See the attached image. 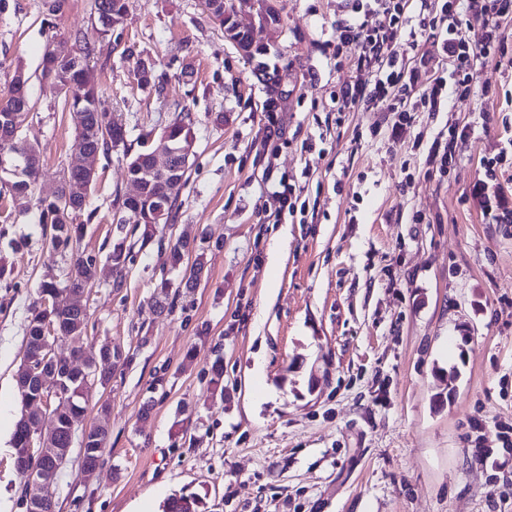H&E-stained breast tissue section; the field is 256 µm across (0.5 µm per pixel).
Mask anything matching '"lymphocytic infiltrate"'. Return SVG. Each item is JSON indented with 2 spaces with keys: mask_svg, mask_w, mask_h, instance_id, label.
<instances>
[{
  "mask_svg": "<svg viewBox=\"0 0 512 512\" xmlns=\"http://www.w3.org/2000/svg\"><path fill=\"white\" fill-rule=\"evenodd\" d=\"M349 7L336 22L337 48L357 51L355 77L330 96L334 108L349 112L378 101L391 102V136L402 139L417 109L444 112L453 96L470 94L479 64L507 63L501 48V23L512 19V0H419L416 13H408L404 0H347ZM382 16L372 27L368 18ZM478 20L482 33L470 42L463 25ZM431 40L448 70L435 75L432 54L420 51V39ZM407 52H399L398 42Z\"/></svg>",
  "mask_w": 512,
  "mask_h": 512,
  "instance_id": "lymphocytic-infiltrate-1",
  "label": "lymphocytic infiltrate"
}]
</instances>
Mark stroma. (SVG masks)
Wrapping results in <instances>:
<instances>
[{"instance_id": "stroma-1", "label": "stroma", "mask_w": 512, "mask_h": 512, "mask_svg": "<svg viewBox=\"0 0 512 512\" xmlns=\"http://www.w3.org/2000/svg\"><path fill=\"white\" fill-rule=\"evenodd\" d=\"M270 3L268 19L258 0L238 4L259 50L248 56L202 0H129V61L95 28L94 0L54 14L45 0H0V98L24 70L33 108L22 135L42 165L26 207L0 183V512H23L11 438L27 319L42 281L62 279L76 253L99 260L78 343H111L130 363L88 395L87 422L101 402L111 408L110 452L88 480L71 458L51 489L56 512H163L181 491L204 512H512V472L472 453L498 447V423H512V170L490 179L484 167L512 126V69L486 63L476 92L416 113L396 141L387 102L329 107L353 74L354 50L333 38L342 0ZM78 35L96 48L94 79L128 142L191 113L175 230L145 232L120 208L132 186L119 150L93 161L74 251L53 248L37 222L38 198L78 152L43 52ZM140 58L154 86L138 85ZM272 118L285 136L268 146ZM466 123L476 136L440 175L428 151ZM283 176L305 210L263 223L267 184ZM478 182L501 207L472 195ZM122 235L133 248L118 277L106 254ZM181 235L203 239L189 254L203 277L161 312L153 297ZM217 360L220 394L208 374Z\"/></svg>"}]
</instances>
